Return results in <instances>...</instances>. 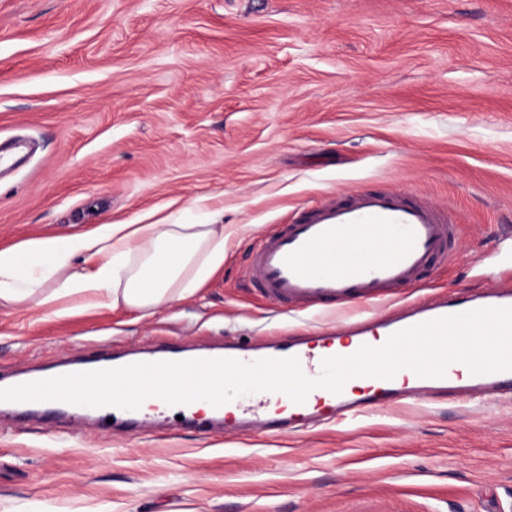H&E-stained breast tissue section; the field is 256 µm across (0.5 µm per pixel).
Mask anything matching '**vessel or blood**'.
Wrapping results in <instances>:
<instances>
[{"mask_svg": "<svg viewBox=\"0 0 512 512\" xmlns=\"http://www.w3.org/2000/svg\"><path fill=\"white\" fill-rule=\"evenodd\" d=\"M456 225L447 209L405 191L358 190L302 208L265 235L253 254L250 279L271 302L295 311L325 302L381 300L388 289L415 282L433 261L450 258ZM491 306H512V289L470 297L447 295L386 320L358 318L289 342L226 341L208 348L206 356L246 363L294 356L304 374L315 378L322 370L323 357L315 352L320 344L346 336L354 346L370 345L420 322ZM493 393L512 397V371L474 375L464 364L454 363L441 378L403 369L392 379H377L369 392L334 394L317 388L304 403L288 407L281 406V393L257 392L246 395L240 409L252 413L254 430L284 435L301 425L335 423L405 399L428 402L451 395L475 400ZM274 401L280 404L277 414L267 416L265 410Z\"/></svg>", "mask_w": 512, "mask_h": 512, "instance_id": "b4317fda", "label": "vessel or blood"}]
</instances>
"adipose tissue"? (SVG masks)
Masks as SVG:
<instances>
[{"mask_svg": "<svg viewBox=\"0 0 512 512\" xmlns=\"http://www.w3.org/2000/svg\"><path fill=\"white\" fill-rule=\"evenodd\" d=\"M224 265L220 224H99L0 245V308L63 318L126 307L149 319L194 296Z\"/></svg>", "mask_w": 512, "mask_h": 512, "instance_id": "1", "label": "adipose tissue"}]
</instances>
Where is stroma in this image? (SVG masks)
Returning <instances> with one entry per match:
<instances>
[{"label": "stroma", "instance_id": "1", "mask_svg": "<svg viewBox=\"0 0 512 512\" xmlns=\"http://www.w3.org/2000/svg\"><path fill=\"white\" fill-rule=\"evenodd\" d=\"M0 244L104 223L224 227V266L148 320L0 309V378L89 349L291 339L248 270L260 234L333 194L453 209L454 255L380 315L512 286V0H0ZM0 512H512V398L400 404L227 440L0 410Z\"/></svg>", "mask_w": 512, "mask_h": 512}]
</instances>
